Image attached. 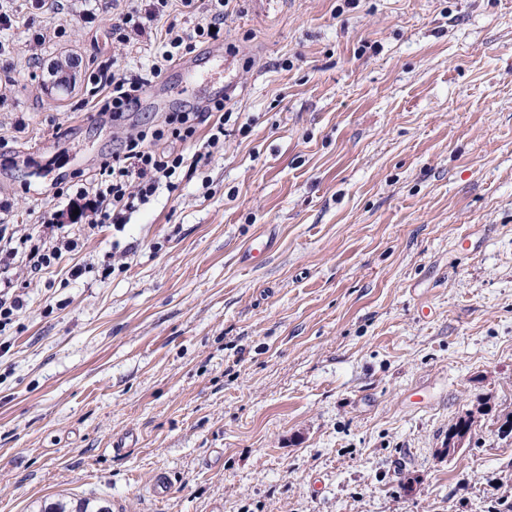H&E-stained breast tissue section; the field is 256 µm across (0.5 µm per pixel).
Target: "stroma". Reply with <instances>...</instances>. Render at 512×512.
I'll use <instances>...</instances> for the list:
<instances>
[{"mask_svg": "<svg viewBox=\"0 0 512 512\" xmlns=\"http://www.w3.org/2000/svg\"><path fill=\"white\" fill-rule=\"evenodd\" d=\"M123 8L15 0L0 32L6 233L49 235L47 213L78 240L8 272L24 307L0 332V512H507L512 0H230L223 43L115 121L95 75L150 77L166 31L122 43ZM223 95V145L123 230L57 197Z\"/></svg>", "mask_w": 512, "mask_h": 512, "instance_id": "35a3bbf8", "label": "stroma"}]
</instances>
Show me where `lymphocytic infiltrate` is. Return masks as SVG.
<instances>
[{
  "label": "lymphocytic infiltrate",
  "instance_id": "obj_1",
  "mask_svg": "<svg viewBox=\"0 0 512 512\" xmlns=\"http://www.w3.org/2000/svg\"><path fill=\"white\" fill-rule=\"evenodd\" d=\"M169 0H149L143 6H131L120 14L115 25L123 42L147 34L155 22L161 19ZM199 0H181L188 13L204 10L205 20L196 24L192 32H185L177 22L166 28L168 48L160 55L151 70L152 77L161 76L175 60L176 49L193 50L196 39H218L224 28L225 8L229 0H206V7H199ZM96 85L105 88V95L98 102L99 114H111L120 119L125 113L134 111L140 104L144 84L137 79L121 77L113 73H101ZM225 112L223 100L216 99L200 111L173 112L166 116L162 126L141 130L136 136L127 138L121 148L101 158L93 180L79 184L77 199L86 203L87 209L98 216L101 223L122 224L127 214L136 212L149 202L160 185L170 183L177 171L183 168L188 158L202 159L211 148L224 140V127L230 120ZM208 124V136L198 139L201 124ZM193 148L192 156H185L181 147ZM76 239L66 235L47 239L23 236L10 244L0 234V270H9L18 254L33 259L35 269L54 265L63 253L74 251Z\"/></svg>",
  "mask_w": 512,
  "mask_h": 512
}]
</instances>
